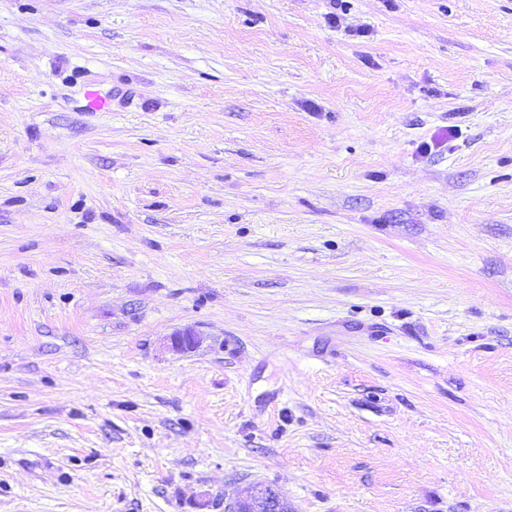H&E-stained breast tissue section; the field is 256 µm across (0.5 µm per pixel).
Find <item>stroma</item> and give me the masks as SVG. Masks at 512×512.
Instances as JSON below:
<instances>
[{
	"instance_id": "stroma-1",
	"label": "stroma",
	"mask_w": 512,
	"mask_h": 512,
	"mask_svg": "<svg viewBox=\"0 0 512 512\" xmlns=\"http://www.w3.org/2000/svg\"><path fill=\"white\" fill-rule=\"evenodd\" d=\"M258 485L512 512V0H0V512Z\"/></svg>"
}]
</instances>
